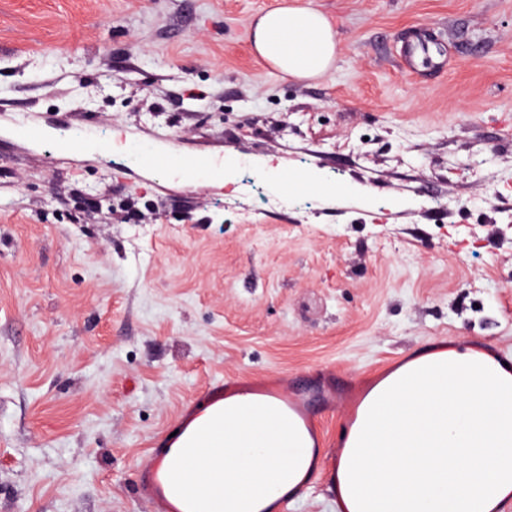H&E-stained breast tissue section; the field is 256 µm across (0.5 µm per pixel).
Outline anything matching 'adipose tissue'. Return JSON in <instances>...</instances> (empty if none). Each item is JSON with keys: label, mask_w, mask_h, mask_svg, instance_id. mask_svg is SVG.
Listing matches in <instances>:
<instances>
[{"label": "adipose tissue", "mask_w": 512, "mask_h": 512, "mask_svg": "<svg viewBox=\"0 0 512 512\" xmlns=\"http://www.w3.org/2000/svg\"><path fill=\"white\" fill-rule=\"evenodd\" d=\"M255 54L284 74L307 80L325 75L336 60V34L319 10L277 7L260 15L252 31ZM198 417L190 426L197 445L184 447V433L169 442L170 458L175 463L173 484L181 494L220 507L225 493L242 489L241 475L249 473L250 483L260 489L277 482L285 471L291 451L287 448L264 447V426L253 433L260 452L249 470H242L235 458L225 455L223 442Z\"/></svg>", "instance_id": "1"}]
</instances>
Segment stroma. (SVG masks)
<instances>
[{
  "label": "stroma",
  "instance_id": "stroma-1",
  "mask_svg": "<svg viewBox=\"0 0 512 512\" xmlns=\"http://www.w3.org/2000/svg\"><path fill=\"white\" fill-rule=\"evenodd\" d=\"M282 2L0 0V512H144L150 448L228 375L362 391L438 337L512 346V0H290L337 32L309 80L253 52ZM267 166L337 192L270 207ZM134 154L135 157L138 158L139 160L153 163L159 168L174 167L179 165L180 163L188 161L196 170H198L199 174L201 175H205L208 177L223 176V171L219 170V168L216 167L208 157L204 156H197L181 160L170 156L157 157L150 150L141 147L134 149Z\"/></svg>",
  "mask_w": 512,
  "mask_h": 512
}]
</instances>
